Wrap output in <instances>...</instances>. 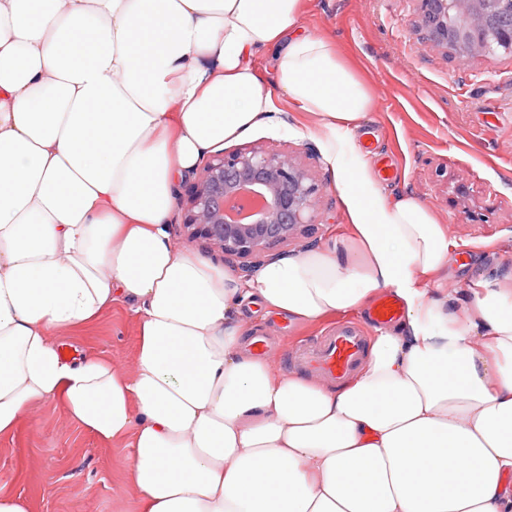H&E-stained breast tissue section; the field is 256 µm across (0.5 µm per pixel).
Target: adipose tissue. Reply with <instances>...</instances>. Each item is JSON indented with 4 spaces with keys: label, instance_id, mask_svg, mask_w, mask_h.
<instances>
[{
    "label": "adipose tissue",
    "instance_id": "obj_1",
    "mask_svg": "<svg viewBox=\"0 0 512 512\" xmlns=\"http://www.w3.org/2000/svg\"><path fill=\"white\" fill-rule=\"evenodd\" d=\"M303 0H0V436L32 405L129 440L139 512H512V307L448 285L458 244L384 197L354 137L374 106ZM317 117L343 234L243 279L174 246L175 186L268 120L257 55ZM364 362L330 389L256 356L243 309L315 323L368 308ZM132 371L66 356L113 305Z\"/></svg>",
    "mask_w": 512,
    "mask_h": 512
}]
</instances>
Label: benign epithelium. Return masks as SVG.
<instances>
[{
    "mask_svg": "<svg viewBox=\"0 0 512 512\" xmlns=\"http://www.w3.org/2000/svg\"><path fill=\"white\" fill-rule=\"evenodd\" d=\"M422 24L434 25L432 45L462 62L512 54V29L488 23L512 12V0H416ZM324 185L286 153L262 147L224 150L203 160L187 194L178 198L187 238L239 261L241 275L279 257L274 248L322 223Z\"/></svg>",
    "mask_w": 512,
    "mask_h": 512,
    "instance_id": "benign-epithelium-1",
    "label": "benign epithelium"
}]
</instances>
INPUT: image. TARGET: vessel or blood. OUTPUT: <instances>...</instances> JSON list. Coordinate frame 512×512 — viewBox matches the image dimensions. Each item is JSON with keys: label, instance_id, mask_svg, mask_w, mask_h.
Returning a JSON list of instances; mask_svg holds the SVG:
<instances>
[{"label": "vessel or blood", "instance_id": "b4317fda", "mask_svg": "<svg viewBox=\"0 0 512 512\" xmlns=\"http://www.w3.org/2000/svg\"><path fill=\"white\" fill-rule=\"evenodd\" d=\"M401 316V304L392 294H383L371 309L375 324L395 323ZM366 338L352 326H341L307 343L296 353L297 362L308 372L338 383L349 377L362 363Z\"/></svg>", "mask_w": 512, "mask_h": 512}]
</instances>
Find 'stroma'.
I'll list each match as a JSON object with an SVG mask.
<instances>
[{
	"label": "stroma",
	"mask_w": 512,
	"mask_h": 512,
	"mask_svg": "<svg viewBox=\"0 0 512 512\" xmlns=\"http://www.w3.org/2000/svg\"><path fill=\"white\" fill-rule=\"evenodd\" d=\"M415 0H304L301 31L331 37L368 86L374 107L356 132L378 188L427 206L458 248L449 286L495 281L512 269V56L463 64L432 49L413 26ZM276 100L272 120L225 142L292 152L326 186L323 223L285 246L286 255L323 245L347 222L337 178L325 158L317 117L289 104L274 54L258 60ZM251 336L278 370L296 371L294 349L328 324L248 318ZM63 349H88L133 370L137 325L121 308L92 326L60 333ZM132 450L83 430L57 405L31 408L0 437V493L28 499L31 512H138Z\"/></svg>",
	"instance_id": "stroma-1"
}]
</instances>
